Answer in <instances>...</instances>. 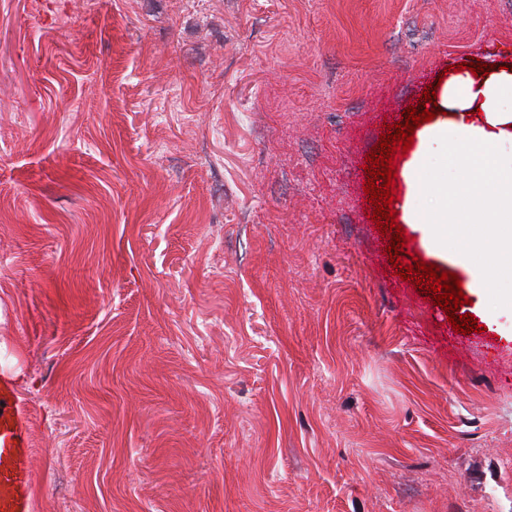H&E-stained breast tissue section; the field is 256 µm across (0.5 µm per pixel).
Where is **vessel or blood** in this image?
<instances>
[{"label": "vessel or blood", "mask_w": 512, "mask_h": 512, "mask_svg": "<svg viewBox=\"0 0 512 512\" xmlns=\"http://www.w3.org/2000/svg\"><path fill=\"white\" fill-rule=\"evenodd\" d=\"M31 424L13 377L0 371V512H35Z\"/></svg>", "instance_id": "1"}]
</instances>
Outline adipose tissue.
Wrapping results in <instances>:
<instances>
[{
  "label": "adipose tissue",
  "mask_w": 512,
  "mask_h": 512,
  "mask_svg": "<svg viewBox=\"0 0 512 512\" xmlns=\"http://www.w3.org/2000/svg\"><path fill=\"white\" fill-rule=\"evenodd\" d=\"M446 98L455 120L430 127L425 135L444 142L459 179L451 185L407 179L402 210L407 223L421 225L430 241L466 252L483 267L479 296L492 293L512 301V284L500 277L512 272V73L452 78ZM425 188L440 200L435 211L423 213L412 205Z\"/></svg>",
  "instance_id": "1"
}]
</instances>
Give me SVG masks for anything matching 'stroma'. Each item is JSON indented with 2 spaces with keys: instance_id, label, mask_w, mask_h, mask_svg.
<instances>
[{
  "instance_id": "stroma-1",
  "label": "stroma",
  "mask_w": 512,
  "mask_h": 512,
  "mask_svg": "<svg viewBox=\"0 0 512 512\" xmlns=\"http://www.w3.org/2000/svg\"><path fill=\"white\" fill-rule=\"evenodd\" d=\"M512 0H0V367L36 512H512V304L374 266L379 111Z\"/></svg>"
}]
</instances>
